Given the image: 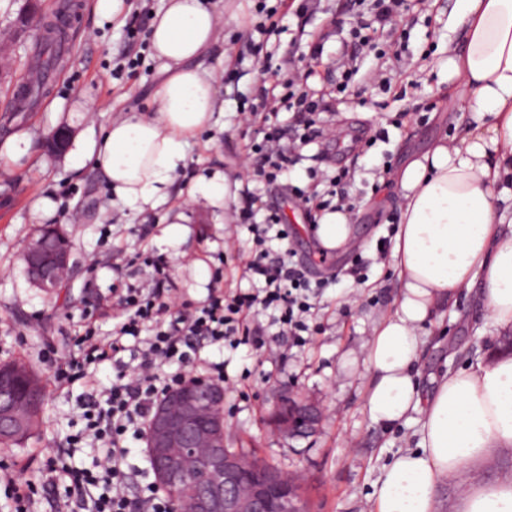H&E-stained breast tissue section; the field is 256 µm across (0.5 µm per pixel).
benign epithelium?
<instances>
[{
    "label": "benign epithelium",
    "mask_w": 512,
    "mask_h": 512,
    "mask_svg": "<svg viewBox=\"0 0 512 512\" xmlns=\"http://www.w3.org/2000/svg\"><path fill=\"white\" fill-rule=\"evenodd\" d=\"M25 263L32 282L53 294L62 287L70 252L48 250L40 238L27 245ZM225 395L217 381L184 382L168 391L149 424V460L174 512L182 502L173 489L192 476L198 478L190 488L192 512H298L297 484L275 467L224 448ZM320 419L316 404L296 401L287 388L274 401L273 426L285 437L312 433Z\"/></svg>",
    "instance_id": "7a95c632"
}]
</instances>
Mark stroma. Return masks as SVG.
<instances>
[{
    "label": "stroma",
    "instance_id": "stroma-1",
    "mask_svg": "<svg viewBox=\"0 0 512 512\" xmlns=\"http://www.w3.org/2000/svg\"><path fill=\"white\" fill-rule=\"evenodd\" d=\"M94 3L82 0L74 48L57 80L34 111L17 115L12 106L27 70L26 50L54 19L58 0H42L38 19L21 37L15 29L25 0H0V48L8 55L0 75V146L17 133L32 138L19 162L0 163V363L25 361L46 391L37 429L21 445L0 444V470L36 485L35 512H57L69 480L50 472L48 453L65 448L67 436L83 425L82 382H54L56 361L75 348V322L83 316L98 320L101 336H108L112 323L99 321L98 305L111 299L113 289L147 276V267L133 260L144 248L169 260L171 277L187 300H205L217 284L228 295L247 287L242 274L252 255L251 236L233 226L232 198L211 199L212 183L247 181L284 216L289 236L282 248L293 250L327 284L315 301L316 331L305 347L271 336L268 350L257 355L244 345L209 349L212 360L224 361L229 377L224 445L255 453L296 477L304 512H371L372 484L382 466L414 446L420 429L415 420L389 431L369 421L362 411L364 360L374 327L394 312L399 292L379 247L398 231L401 198L393 176L433 140L453 136L459 116L441 96L448 87L441 64L449 46L461 42L460 29L448 25V0H428L394 17L376 51L358 57V73L348 83L340 68L342 40L361 19L355 0H223L216 41L201 63L219 75L235 71L237 79L219 95L210 125L190 141V178L173 175L165 200L145 213L133 204H113L109 186L92 164L81 162L80 148L110 120L155 110L161 76L147 31H131L130 20L136 14L152 17L162 0H122L120 13L110 19L99 16ZM316 37L324 51L319 74L308 85L328 106L323 126L338 137L358 133L362 139L340 152L321 138L304 147L303 161L276 181L247 177L246 146L262 135L260 125L245 126L240 115L258 101L262 70L269 65L280 68L282 78L300 79L306 69L301 55ZM370 70L379 74V85L364 81ZM59 128L70 131V144L52 156L44 142ZM344 166L351 173L355 247L315 265V234L305 228L304 210L291 189L305 186L310 171ZM177 213L186 232L171 241L163 230ZM50 225L60 227L71 249L68 276L54 295L29 280L23 261L26 245ZM357 250L368 263L361 281L346 274ZM506 335L512 337V328L489 318L480 288L462 293L457 306L439 311L428 327L418 357L422 393H432L441 375L488 357ZM283 388L320 405L316 432L294 438L274 432L269 413Z\"/></svg>",
    "mask_w": 512,
    "mask_h": 512
}]
</instances>
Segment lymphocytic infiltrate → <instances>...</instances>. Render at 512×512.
Returning a JSON list of instances; mask_svg holds the SVG:
<instances>
[{
  "label": "lymphocytic infiltrate",
  "instance_id": "obj_1",
  "mask_svg": "<svg viewBox=\"0 0 512 512\" xmlns=\"http://www.w3.org/2000/svg\"><path fill=\"white\" fill-rule=\"evenodd\" d=\"M296 99L299 110L292 124L265 122L261 143L248 148L257 157V172L267 181L277 180L295 164L298 146L307 145L317 132L322 100L305 90L298 91ZM149 264L150 277L128 286L113 304L111 336L100 340L95 325L84 323L77 350L56 365L57 384L81 377L87 387L85 427L70 438L69 450L59 451L52 460L53 468L69 478L79 512H173L169 497L154 483L131 491L124 466L135 444L143 442L149 416L170 387L191 376L224 380L223 365L203 359L204 348L249 342L262 350V330L252 327L250 317L267 310L279 335L300 346L306 343L314 284L292 258L260 249L244 266L251 283L248 291L228 296L215 288L200 306L178 301L165 257L150 258ZM133 346L140 362L131 367L123 355ZM105 361L111 362L114 374L111 385L101 390L88 380L87 370ZM81 444L95 451L91 467L70 462L72 448Z\"/></svg>",
  "mask_w": 512,
  "mask_h": 512
}]
</instances>
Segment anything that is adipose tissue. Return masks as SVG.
I'll list each match as a JSON object with an SVG mask.
<instances>
[{
	"label": "adipose tissue",
	"mask_w": 512,
	"mask_h": 512,
	"mask_svg": "<svg viewBox=\"0 0 512 512\" xmlns=\"http://www.w3.org/2000/svg\"><path fill=\"white\" fill-rule=\"evenodd\" d=\"M450 18L462 28L445 63L449 104L461 118L452 140L437 141L395 177L403 205L391 261L400 292L366 344L368 418L392 424L416 413L422 422L417 447L401 451L375 482V512H435L450 478L461 512H512V478L478 486L466 479L471 465L512 447V355L445 376L427 396L414 371L422 325L462 291L482 286L490 317L512 325V219L500 210L512 201V0H455ZM216 27L208 0H166L153 15L162 74L156 112L110 121L81 152L111 185L113 203L156 208L190 139L210 122L217 79L200 59ZM315 234L323 249L346 248L348 213L321 211Z\"/></svg>",
	"instance_id": "ef3b65f1"
}]
</instances>
